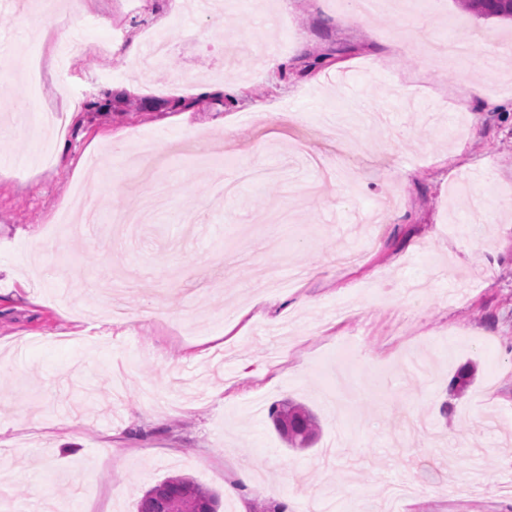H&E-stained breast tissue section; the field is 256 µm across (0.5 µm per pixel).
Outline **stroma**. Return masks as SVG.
<instances>
[{
  "label": "stroma",
  "instance_id": "obj_1",
  "mask_svg": "<svg viewBox=\"0 0 512 512\" xmlns=\"http://www.w3.org/2000/svg\"><path fill=\"white\" fill-rule=\"evenodd\" d=\"M251 2L189 15L91 0L70 15L83 50L58 76L73 90L58 101L68 160L48 165L56 132L29 71L50 29L27 38L29 21L0 10V512H136L175 474L239 512L224 484L241 462L253 501L289 512H321L329 491L339 512H378L401 481L417 491L395 512H512L497 491L512 484V69L424 55L425 40L465 35L495 52L512 25L456 0L365 21L351 0H270L271 43L291 46L266 70ZM156 34L173 50L139 75L126 49L143 55ZM232 60L246 66L228 73L238 101L182 90ZM474 83L497 110L471 101ZM217 167L277 176L221 198ZM157 178L167 205L135 239L106 224L68 237L75 211L53 221L74 187L131 212ZM118 275L128 314L149 322L90 313L96 282ZM287 399L317 416L312 447L276 432Z\"/></svg>",
  "mask_w": 512,
  "mask_h": 512
}]
</instances>
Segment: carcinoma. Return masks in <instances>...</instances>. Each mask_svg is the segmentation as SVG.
Segmentation results:
<instances>
[{"label":"carcinoma","mask_w":512,"mask_h":512,"mask_svg":"<svg viewBox=\"0 0 512 512\" xmlns=\"http://www.w3.org/2000/svg\"><path fill=\"white\" fill-rule=\"evenodd\" d=\"M462 10L484 18L512 19V0H458ZM278 432L294 448H305L314 439L317 420L304 405L283 402L272 407ZM219 497L192 478L173 475L147 490L137 512H217Z\"/></svg>","instance_id":"cac0c4a2"}]
</instances>
